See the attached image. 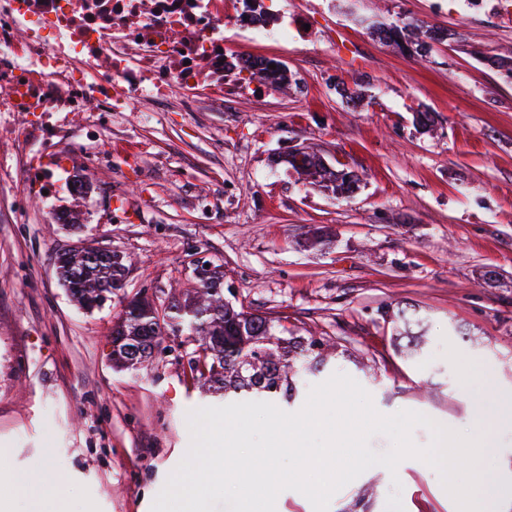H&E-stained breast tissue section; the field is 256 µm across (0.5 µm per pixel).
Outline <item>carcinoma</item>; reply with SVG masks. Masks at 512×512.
I'll return each instance as SVG.
<instances>
[{
  "label": "carcinoma",
  "mask_w": 512,
  "mask_h": 512,
  "mask_svg": "<svg viewBox=\"0 0 512 512\" xmlns=\"http://www.w3.org/2000/svg\"><path fill=\"white\" fill-rule=\"evenodd\" d=\"M373 36L388 46L403 37L408 51L423 56L431 51L439 32L424 31L418 25L381 24L373 28ZM273 63L276 68H269ZM248 69L252 76L271 81L277 89L290 85L288 68L273 59L256 56L248 61ZM289 165L308 179L340 181L343 193L348 195L360 188L357 174L324 168L321 157L314 152ZM125 271L123 256L89 246L59 254L56 263L58 278L72 301L87 311L96 307L99 295L110 291ZM398 317L407 338L403 353L414 359L421 351L425 318L407 307L398 309ZM168 328L194 337L197 349L190 361L191 378L226 403L250 395L287 403L297 391L296 377L301 372L319 373L326 365L324 338L290 336L288 328L271 316L237 307L224 297V275L215 271L199 281L193 297L162 316L145 298L129 300L112 329L113 365L129 369L149 361L155 337Z\"/></svg>",
  "instance_id": "carcinoma-1"
}]
</instances>
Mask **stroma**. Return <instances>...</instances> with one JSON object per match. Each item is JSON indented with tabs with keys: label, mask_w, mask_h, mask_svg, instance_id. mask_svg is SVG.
<instances>
[{
	"label": "stroma",
	"mask_w": 512,
	"mask_h": 512,
	"mask_svg": "<svg viewBox=\"0 0 512 512\" xmlns=\"http://www.w3.org/2000/svg\"><path fill=\"white\" fill-rule=\"evenodd\" d=\"M264 0L309 31L273 42L233 21L227 46L284 61L274 91L225 76L220 112H0V512H151L185 455L189 410L216 405L190 377L189 336L119 370L111 331L125 298L159 310L194 293L195 263L220 267L246 310L296 336L328 340V366L377 411L423 413L471 431L487 395L512 394V82L490 64L512 56V17L488 0ZM415 22L448 34L426 57L376 41L372 24ZM435 116L420 130L417 111ZM317 152L361 179L351 197L273 164ZM91 181L81 229L52 223L28 183L72 204L69 172ZM126 258L125 285L79 308L59 282L65 250ZM426 315L414 361L393 346L398 307ZM482 432V467L512 492V427ZM58 477L38 483L42 471ZM405 512H457L435 470L404 459L366 470L331 499L387 512L393 479Z\"/></svg>",
	"instance_id": "stroma-1"
}]
</instances>
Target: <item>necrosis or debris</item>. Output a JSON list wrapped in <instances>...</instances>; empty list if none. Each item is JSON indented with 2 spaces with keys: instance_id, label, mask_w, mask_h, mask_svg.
Segmentation results:
<instances>
[{
  "instance_id": "obj_1",
  "label": "necrosis or debris",
  "mask_w": 512,
  "mask_h": 512,
  "mask_svg": "<svg viewBox=\"0 0 512 512\" xmlns=\"http://www.w3.org/2000/svg\"><path fill=\"white\" fill-rule=\"evenodd\" d=\"M236 57L224 0H0V93L12 112L224 108Z\"/></svg>"
}]
</instances>
